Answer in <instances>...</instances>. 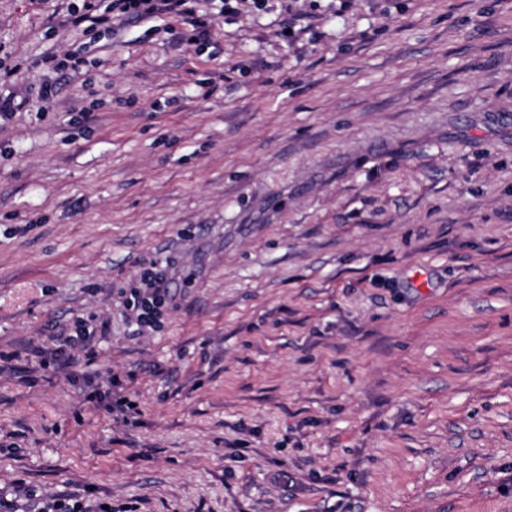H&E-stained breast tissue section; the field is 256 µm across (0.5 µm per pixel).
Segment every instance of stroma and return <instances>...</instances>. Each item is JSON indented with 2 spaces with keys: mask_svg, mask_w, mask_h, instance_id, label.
Segmentation results:
<instances>
[{
  "mask_svg": "<svg viewBox=\"0 0 512 512\" xmlns=\"http://www.w3.org/2000/svg\"><path fill=\"white\" fill-rule=\"evenodd\" d=\"M71 2L0 0V353L35 371L0 376V495L512 512V0H320L303 50L277 11L177 46ZM170 255L136 333L116 294ZM79 316L95 358L40 370ZM45 63L52 64L56 70H66L75 75H83V69L87 65V60L76 54H65L59 59L58 55L49 54L44 58Z\"/></svg>",
  "mask_w": 512,
  "mask_h": 512,
  "instance_id": "1",
  "label": "stroma"
}]
</instances>
